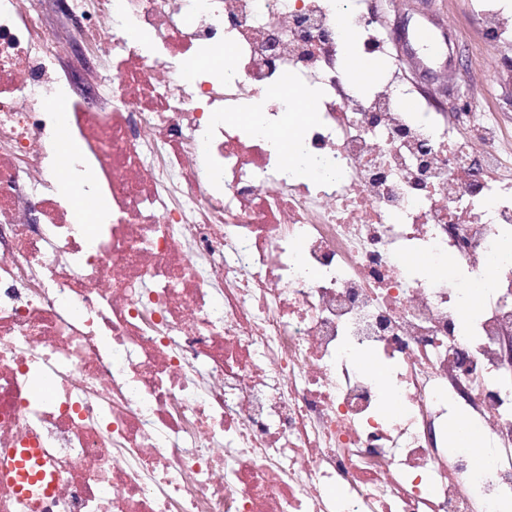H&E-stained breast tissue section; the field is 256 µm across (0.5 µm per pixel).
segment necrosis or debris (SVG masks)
<instances>
[{
	"label": "necrosis or debris",
	"mask_w": 512,
	"mask_h": 512,
	"mask_svg": "<svg viewBox=\"0 0 512 512\" xmlns=\"http://www.w3.org/2000/svg\"><path fill=\"white\" fill-rule=\"evenodd\" d=\"M99 103H69L76 156L48 101L69 28L0 0V457L38 448L58 478L0 512H498L512 501V116L468 75L454 112H409L373 0H69ZM378 69L358 82L345 35ZM132 26L149 43L121 36ZM486 50L512 12L483 0ZM227 49L216 69L197 49ZM192 81L178 73L189 58ZM317 87L297 120L305 177L250 97ZM112 199L85 239L56 172ZM428 256L454 271L425 277ZM483 276L476 308L466 279ZM49 377L52 391L34 396ZM478 449H448V426ZM486 464L474 469L475 454Z\"/></svg>",
	"instance_id": "1"
}]
</instances>
